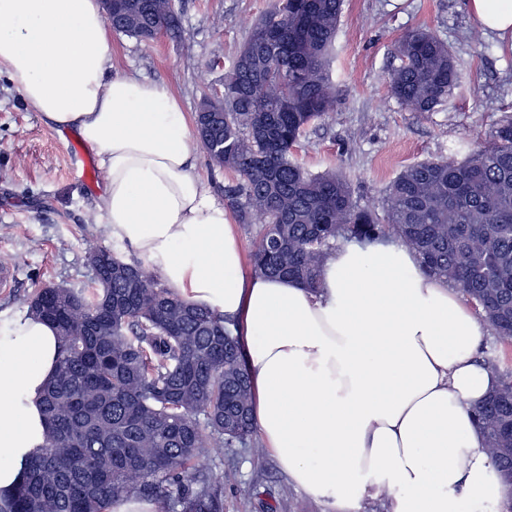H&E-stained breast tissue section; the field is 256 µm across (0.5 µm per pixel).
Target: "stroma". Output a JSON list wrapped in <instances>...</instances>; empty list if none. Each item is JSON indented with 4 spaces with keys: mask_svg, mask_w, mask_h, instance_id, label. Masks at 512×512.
Wrapping results in <instances>:
<instances>
[{
    "mask_svg": "<svg viewBox=\"0 0 512 512\" xmlns=\"http://www.w3.org/2000/svg\"><path fill=\"white\" fill-rule=\"evenodd\" d=\"M271 0H177L180 33L147 43L108 33L112 71L165 85L194 119L204 95L221 90L250 24ZM432 28L451 49L459 86L434 112L403 108L387 84L391 47L405 31ZM339 100L312 124L295 154L310 173L342 171L354 201L376 214L385 189L406 166L446 157L512 117V33L485 30L469 0H347L331 60ZM103 172L72 131L46 126L0 74V313L25 309L39 285L86 288L87 252L104 247L125 261L132 250L98 223ZM224 480V512H330L292 483L265 447L215 448L204 458Z\"/></svg>",
    "mask_w": 512,
    "mask_h": 512,
    "instance_id": "1",
    "label": "stroma"
}]
</instances>
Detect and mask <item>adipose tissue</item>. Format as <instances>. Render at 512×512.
I'll return each instance as SVG.
<instances>
[{
    "label": "adipose tissue",
    "mask_w": 512,
    "mask_h": 512,
    "mask_svg": "<svg viewBox=\"0 0 512 512\" xmlns=\"http://www.w3.org/2000/svg\"><path fill=\"white\" fill-rule=\"evenodd\" d=\"M110 68L99 0H0V73L49 127L94 150L108 235L171 293L236 324L254 423L288 477L344 512L382 495L388 512L498 503L473 419L497 378L477 360L482 326L459 292L398 243L337 248L314 291L246 273L178 101ZM59 351L53 325L0 316V494L46 444L42 394Z\"/></svg>",
    "instance_id": "adipose-tissue-1"
}]
</instances>
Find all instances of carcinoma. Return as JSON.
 Masks as SVG:
<instances>
[{"label": "carcinoma", "mask_w": 512, "mask_h": 512, "mask_svg": "<svg viewBox=\"0 0 512 512\" xmlns=\"http://www.w3.org/2000/svg\"><path fill=\"white\" fill-rule=\"evenodd\" d=\"M112 31L150 42L182 28L176 0H123ZM344 0H273L195 113L197 143L233 172L228 197L262 224L254 272L318 287L338 246L397 239L422 270L458 286L493 339L512 342V120L464 158L406 167L386 190V215L353 201L346 176L311 174L294 154L306 129L336 108L329 71ZM390 93L434 112L458 75L448 44L423 28L394 44ZM89 288L45 284L28 310L56 327L60 357L43 394L46 446L26 461L0 512H109L136 496L161 512H224V481L201 465L211 448L254 447L240 336L224 316L171 295L156 274L94 248ZM498 385L475 417L512 512V373L488 357Z\"/></svg>", "instance_id": "1"}]
</instances>
